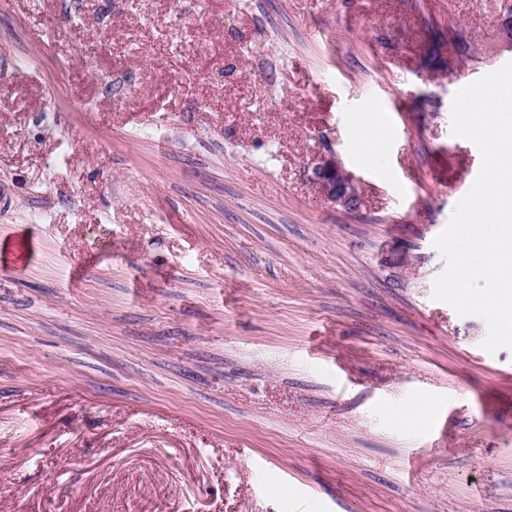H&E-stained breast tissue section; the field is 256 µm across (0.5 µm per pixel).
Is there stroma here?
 <instances>
[{"instance_id":"obj_1","label":"stroma","mask_w":512,"mask_h":512,"mask_svg":"<svg viewBox=\"0 0 512 512\" xmlns=\"http://www.w3.org/2000/svg\"><path fill=\"white\" fill-rule=\"evenodd\" d=\"M511 15L0 0V512H512V350L432 298ZM306 172L312 183L327 199L347 202L353 207L359 203V194L353 180L336 161L332 153H318L308 162Z\"/></svg>"}]
</instances>
